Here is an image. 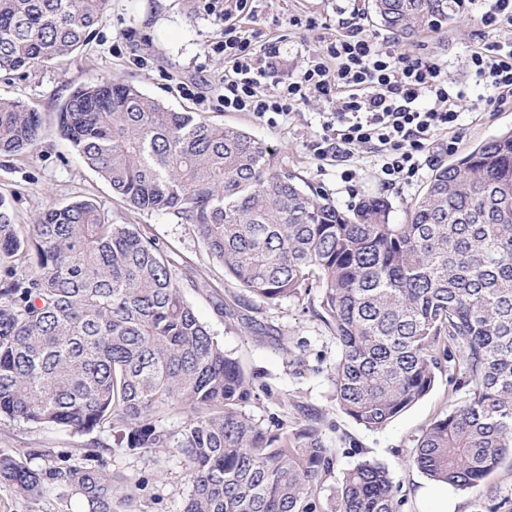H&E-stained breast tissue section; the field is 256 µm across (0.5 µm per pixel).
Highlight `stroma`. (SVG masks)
Returning <instances> with one entry per match:
<instances>
[{
	"label": "stroma",
	"instance_id": "35a3bbf8",
	"mask_svg": "<svg viewBox=\"0 0 512 512\" xmlns=\"http://www.w3.org/2000/svg\"><path fill=\"white\" fill-rule=\"evenodd\" d=\"M204 4L205 0H195L196 10L191 13L186 0H111L103 21L80 51L59 63L0 72V97L22 101L42 117V136L33 150L0 156V197L10 203L16 224L26 230L48 208L90 199L110 222L140 226L156 238L199 320L251 376L256 397L246 405V413L263 425L279 421L291 428L304 416L317 417L333 450L331 469L315 491L317 512H339L343 480L365 460L388 469L396 489V512H426L416 492L427 478L409 461L422 431L468 397L469 387L456 361L441 358L429 394L385 428L365 429L342 411L334 397L331 370L340 348L318 316V293L304 302L288 299L229 316L241 291L223 265L207 253L195 228L163 212L129 207L58 131L59 106L76 86L94 77L121 79L172 109L245 129L272 149L283 168L327 193L341 209L380 196L391 204L392 223H404L406 207L423 192L431 168L385 189L375 158L367 150H355L344 160L331 155L315 158L309 144L321 134L322 114L328 109L316 97L274 124L245 112L225 111L220 81L225 22L208 14ZM355 8L366 13L365 0H248L246 10L235 13L233 21L238 30L251 35L256 54H263L268 44L277 45V63L265 85L272 93L338 35L342 12ZM364 23L370 33L390 39V32L373 16L366 13ZM484 42L476 13L467 10L460 19L425 31L414 42L394 44L400 52L442 58L448 64L449 80L466 83L459 142L463 149L512 128V106L487 108L485 88L465 70L471 51ZM346 170L352 172L351 180L342 179ZM36 449L63 456L71 465L124 475L133 490L125 512H182L192 488L189 470L173 453L117 447L109 427L82 433L0 416V452L39 467L43 461L33 457ZM448 500L454 512H493L500 502H512V461H504L478 487L449 490ZM0 512H88V507L55 487L28 497L0 483Z\"/></svg>",
	"mask_w": 512,
	"mask_h": 512
}]
</instances>
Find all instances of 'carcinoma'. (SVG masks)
I'll use <instances>...</instances> for the list:
<instances>
[{
  "label": "carcinoma",
  "mask_w": 512,
  "mask_h": 512,
  "mask_svg": "<svg viewBox=\"0 0 512 512\" xmlns=\"http://www.w3.org/2000/svg\"><path fill=\"white\" fill-rule=\"evenodd\" d=\"M111 0H0V69L60 61L85 45ZM380 25L412 42L460 0H371ZM59 131L138 211L195 227L247 297L266 306L320 290L319 317L341 348L339 407L380 429L424 397L438 354L457 351L469 396L417 439L411 462L454 490L512 458V130L433 171L407 206L368 197L351 211L281 168L238 127L176 112L135 86L94 78L59 109ZM40 114L0 98V156L33 148ZM36 260L22 275L19 265ZM240 363L200 322L156 239L114 224L89 200L53 207L25 232L0 197V416L90 433L130 450L168 448L191 471L183 512H316L332 449L310 416L288 429L244 411ZM175 407L191 415L160 424ZM0 482L25 495L71 492L89 512H122L119 475L0 453ZM340 512H395L388 471L364 461Z\"/></svg>",
  "instance_id": "cac0c4a2"
}]
</instances>
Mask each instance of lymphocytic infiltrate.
I'll return each mask as SVG.
<instances>
[{
    "instance_id": "f902f5d3",
    "label": "lymphocytic infiltrate",
    "mask_w": 512,
    "mask_h": 512,
    "mask_svg": "<svg viewBox=\"0 0 512 512\" xmlns=\"http://www.w3.org/2000/svg\"><path fill=\"white\" fill-rule=\"evenodd\" d=\"M490 42L470 53L467 67L490 91L487 104L496 108L512 101V0H466ZM343 35L326 44L304 71L285 79L273 94L262 87L279 54L268 45L254 56L249 37L235 27L224 29V108L248 112L256 119L288 116L318 96L333 106L322 134L311 149L315 157L349 155L373 149L385 186L412 179L429 165L441 143L456 145L464 86L448 80L447 65L398 53L367 34L359 11L343 19Z\"/></svg>"
}]
</instances>
